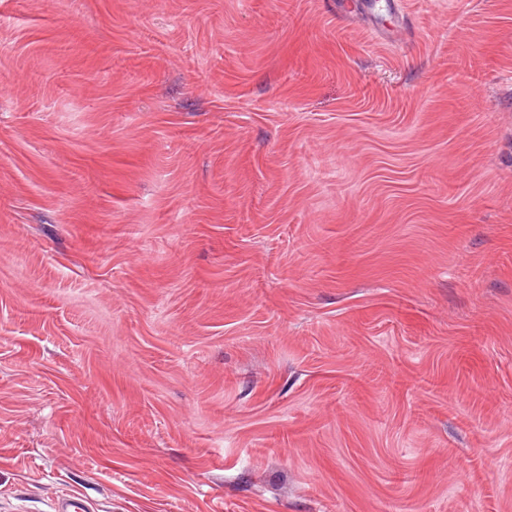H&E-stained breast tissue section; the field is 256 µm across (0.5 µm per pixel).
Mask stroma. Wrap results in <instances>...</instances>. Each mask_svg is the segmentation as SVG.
Masks as SVG:
<instances>
[{
	"label": "stroma",
	"instance_id": "stroma-1",
	"mask_svg": "<svg viewBox=\"0 0 512 512\" xmlns=\"http://www.w3.org/2000/svg\"><path fill=\"white\" fill-rule=\"evenodd\" d=\"M512 512V0H0V512Z\"/></svg>",
	"mask_w": 512,
	"mask_h": 512
}]
</instances>
